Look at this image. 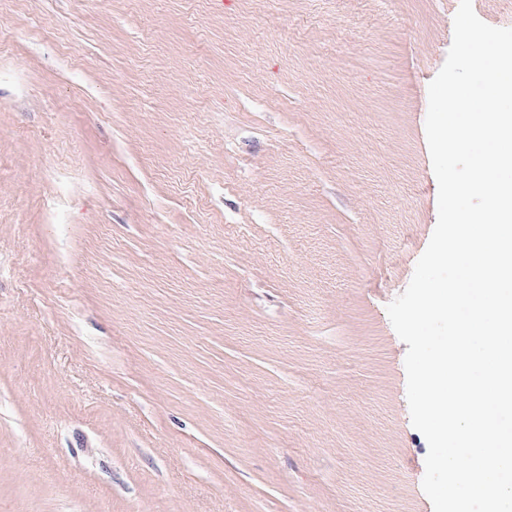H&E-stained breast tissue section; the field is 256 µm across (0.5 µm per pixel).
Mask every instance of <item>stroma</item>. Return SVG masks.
<instances>
[{"label": "stroma", "instance_id": "stroma-1", "mask_svg": "<svg viewBox=\"0 0 512 512\" xmlns=\"http://www.w3.org/2000/svg\"><path fill=\"white\" fill-rule=\"evenodd\" d=\"M460 0H0V512H433L386 307Z\"/></svg>", "mask_w": 512, "mask_h": 512}]
</instances>
